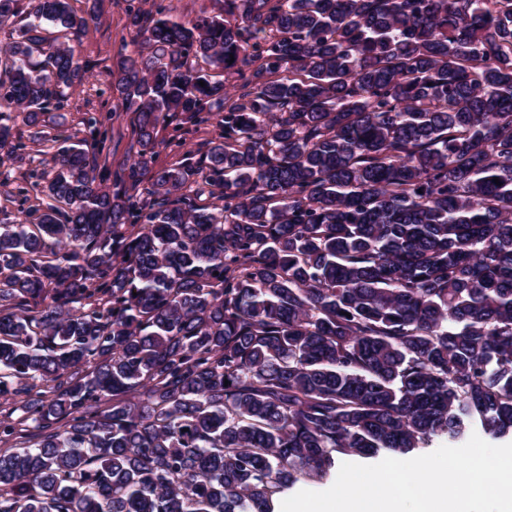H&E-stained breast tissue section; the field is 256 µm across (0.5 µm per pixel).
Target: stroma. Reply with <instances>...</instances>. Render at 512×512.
Here are the masks:
<instances>
[{
  "label": "stroma",
  "instance_id": "obj_1",
  "mask_svg": "<svg viewBox=\"0 0 512 512\" xmlns=\"http://www.w3.org/2000/svg\"><path fill=\"white\" fill-rule=\"evenodd\" d=\"M133 4L152 14L163 12L189 21L201 11L217 7L218 0H99L95 24L75 46L81 62L88 66L85 82L55 112L56 124L49 130L51 142H43L24 124L13 127L14 137L24 141L27 150L20 158L0 159V224L27 221L30 210L40 202L39 194L27 178L28 173L35 170L51 176V157L66 149L68 144L88 138L90 117L105 114L112 117L110 141L105 152L111 176L122 175L130 165V148L136 137L134 115L123 111L112 91L108 71L113 61L132 48L133 30L128 21V8ZM218 132V127L210 125L160 126L157 134L160 146L154 156L153 168L172 167L187 157L199 161L206 156Z\"/></svg>",
  "mask_w": 512,
  "mask_h": 512
}]
</instances>
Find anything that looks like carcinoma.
<instances>
[{
  "mask_svg": "<svg viewBox=\"0 0 512 512\" xmlns=\"http://www.w3.org/2000/svg\"><path fill=\"white\" fill-rule=\"evenodd\" d=\"M129 19L127 180L160 124L220 132L203 164L153 172L150 208L72 146L34 222L0 224V397L21 398L0 512H274L335 453L512 435V0ZM94 20L28 0L0 48V146L25 149L11 113L37 127L83 85L50 30ZM111 120L89 122L100 152Z\"/></svg>",
  "mask_w": 512,
  "mask_h": 512,
  "instance_id": "1",
  "label": "carcinoma"
}]
</instances>
